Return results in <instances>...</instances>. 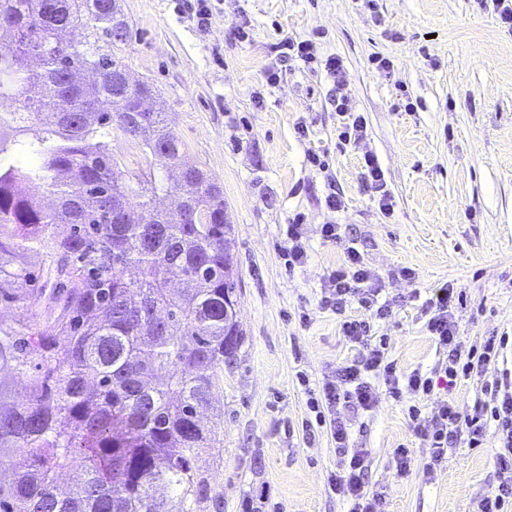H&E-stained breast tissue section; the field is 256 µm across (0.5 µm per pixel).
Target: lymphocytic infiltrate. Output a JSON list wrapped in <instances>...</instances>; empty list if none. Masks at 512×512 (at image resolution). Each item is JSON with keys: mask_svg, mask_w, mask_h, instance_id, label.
Instances as JSON below:
<instances>
[{"mask_svg": "<svg viewBox=\"0 0 512 512\" xmlns=\"http://www.w3.org/2000/svg\"><path fill=\"white\" fill-rule=\"evenodd\" d=\"M282 47L283 60L293 59L306 66L322 63L337 92L336 109L344 119L340 139L355 143L363 140L366 121L361 113L353 111L344 93L348 78L342 61L334 56L319 59L315 44L308 39L288 38ZM461 297L453 284L446 283L423 302L426 329L443 360L431 373L415 370L402 377L389 360L385 345L372 342L373 321L390 316L394 306L393 300L384 297L378 274L352 246L347 249L346 262L329 274L320 304L339 317L344 338L367 348L368 353L341 366L335 380L310 393L307 405L318 424L328 425L336 444L337 467L330 473L328 483L332 491L350 503L349 512H386L384 493L367 488L369 449L350 443L352 418L372 411L382 397L398 400L406 393L417 397L437 390L449 392L460 380L475 377L483 381L484 398L475 403L473 413L461 414L452 402L443 399L428 425L420 429L429 448L428 467H442L449 449L457 445L481 447L487 421H495L499 485L480 500L478 512H512V381L505 377L490 382L485 379L512 342L504 336H491L482 344L466 345L453 313L454 304Z\"/></svg>", "mask_w": 512, "mask_h": 512, "instance_id": "lymphocytic-infiltrate-1", "label": "lymphocytic infiltrate"}]
</instances>
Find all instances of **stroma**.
Returning <instances> with one entry per match:
<instances>
[{"label":"stroma","instance_id":"stroma-1","mask_svg":"<svg viewBox=\"0 0 512 512\" xmlns=\"http://www.w3.org/2000/svg\"><path fill=\"white\" fill-rule=\"evenodd\" d=\"M189 0H117L130 28L119 45L131 77L153 84L189 162L223 186L242 281L244 332L221 384L223 437L200 465L224 495L223 512H347L328 484L336 468L328 427L305 435L306 388L320 389L357 356L319 301L325 278L355 245L396 299L375 321L398 372L432 371L441 356L420 296L451 282L463 292L460 334L472 344L512 336V32L492 0H211L209 28ZM311 39L348 72L353 111L367 120L365 148L341 142L336 93L325 73L293 64L265 82L282 39ZM386 59L381 70L376 60ZM309 128L306 139L294 131ZM372 151L392 195L384 218L362 178ZM323 155L318 169L309 153ZM336 193L343 211L325 206ZM301 217L307 260L288 268L289 221ZM340 225L324 240L320 227ZM415 277H401V268ZM308 386H300L298 375ZM421 409L411 420L410 405ZM436 397L382 399L354 418L351 441L370 449V489L388 512H474L498 483L497 442L449 449L427 472L418 434ZM411 451L397 477L395 448Z\"/></svg>","mask_w":512,"mask_h":512}]
</instances>
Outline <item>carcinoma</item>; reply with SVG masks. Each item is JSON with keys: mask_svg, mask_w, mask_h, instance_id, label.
<instances>
[{"mask_svg": "<svg viewBox=\"0 0 512 512\" xmlns=\"http://www.w3.org/2000/svg\"><path fill=\"white\" fill-rule=\"evenodd\" d=\"M117 26L116 0H0V99L18 104L0 112V305L25 311L0 321V365L24 384L0 406V512L223 509L197 461L220 442L204 414L243 339L224 316V292L240 288L234 226L203 169L173 184L131 178L112 156L124 64L99 41ZM76 29L84 40L68 38ZM29 54L40 69L22 73ZM146 92L128 102L147 119L138 146L179 166L172 120L148 111ZM160 193L207 220L139 223ZM34 247L39 275L25 261ZM40 277L50 290L35 289Z\"/></svg>", "mask_w": 512, "mask_h": 512, "instance_id": "1", "label": "carcinoma"}]
</instances>
